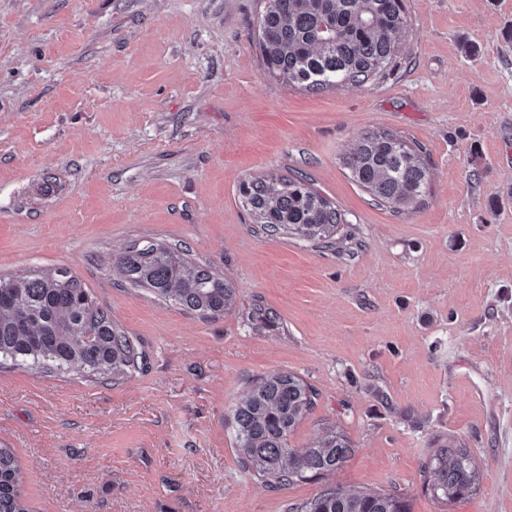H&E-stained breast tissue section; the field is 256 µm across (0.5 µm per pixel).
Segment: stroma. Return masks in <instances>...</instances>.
Here are the masks:
<instances>
[{
    "label": "stroma",
    "mask_w": 512,
    "mask_h": 512,
    "mask_svg": "<svg viewBox=\"0 0 512 512\" xmlns=\"http://www.w3.org/2000/svg\"><path fill=\"white\" fill-rule=\"evenodd\" d=\"M403 5L388 74L312 92L266 74L263 0H0V277L68 269L145 354L119 380L0 368L30 512H286L328 486L512 512V0ZM369 131L421 147V200L350 178ZM298 172L345 215L342 249L243 207L244 182ZM147 241L223 274V316L124 285L113 257ZM276 372L317 394L291 447L349 439L336 472L243 468L233 406ZM452 444L478 486L443 502L425 465Z\"/></svg>",
    "instance_id": "stroma-1"
}]
</instances>
